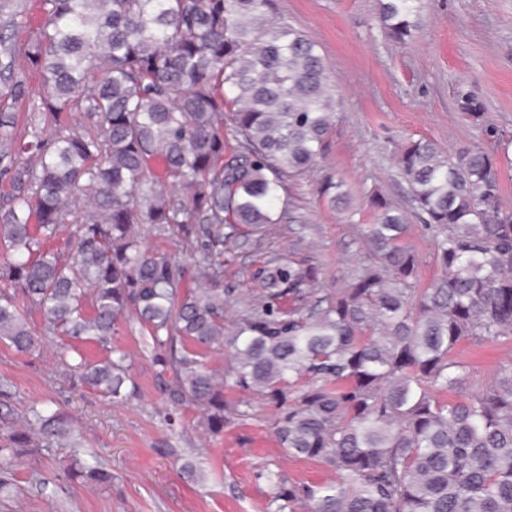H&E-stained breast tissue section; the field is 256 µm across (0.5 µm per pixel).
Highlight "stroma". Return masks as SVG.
<instances>
[{"label":"stroma","instance_id":"obj_1","mask_svg":"<svg viewBox=\"0 0 512 512\" xmlns=\"http://www.w3.org/2000/svg\"><path fill=\"white\" fill-rule=\"evenodd\" d=\"M376 0H276L274 19L288 20L315 41L345 100L319 165L289 178L294 215L256 239L240 228L224 243V285L237 297L261 292L256 272L273 260L309 259L324 287H343L369 256L362 225L373 213L364 197L379 192L410 209L407 186L392 160L397 144L426 138L451 151L465 143L512 142V0H432L414 41H390L375 19ZM467 83L485 103L483 127L466 120L453 91ZM342 177L352 191L354 219L329 209L315 194L325 173ZM133 357L136 399L108 403L92 390L70 388L58 375L57 341L44 337L36 350L19 353L0 344V386L24 413L50 403L69 413L84 437L82 453L96 457L112 474L108 486L54 484L72 451L56 448L14 468V486L0 512H265L267 487L259 469L279 462L289 477L326 481L318 463L288 457L272 428V408L254 404L249 417L213 435L184 409L174 425L163 419L165 402L157 369L144 351L137 322H123L113 338ZM459 358L470 382L490 381L500 365L512 363V344L479 347L462 343ZM192 462L198 475L180 472Z\"/></svg>","mask_w":512,"mask_h":512}]
</instances>
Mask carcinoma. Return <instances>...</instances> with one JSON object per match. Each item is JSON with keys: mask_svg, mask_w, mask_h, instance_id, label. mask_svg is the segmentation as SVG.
<instances>
[{"mask_svg": "<svg viewBox=\"0 0 512 512\" xmlns=\"http://www.w3.org/2000/svg\"><path fill=\"white\" fill-rule=\"evenodd\" d=\"M386 37L411 41L429 0H377ZM26 40V0H0V101L27 102L24 133L0 111V342L29 352L61 337L62 381L105 401L132 397V361L112 344L129 316L145 329L168 419L186 406L216 435L249 416L245 392L275 410L288 455L332 479L299 482L275 464L257 473L267 512H512V363L474 394L458 346L512 341V209L502 204L498 147L452 152L411 139L394 156L414 215L434 232L441 275L419 287L402 243L408 214L368 197L370 255L342 288L291 261L259 270L264 292L224 322V227L264 235L286 214V180L323 155L342 95L318 45L272 0H41ZM42 79L33 91L31 75ZM459 112L482 125L466 84ZM237 150L224 156V118ZM318 197L351 211L344 181ZM185 259L155 254L141 232ZM93 340L89 361L73 346ZM0 388V494L11 459L74 449L58 477L112 484L79 460L60 409L17 423Z\"/></svg>", "mask_w": 512, "mask_h": 512, "instance_id": "cac0c4a2", "label": "carcinoma"}]
</instances>
